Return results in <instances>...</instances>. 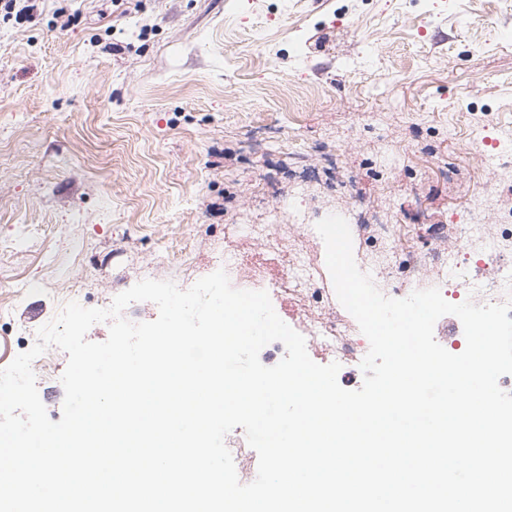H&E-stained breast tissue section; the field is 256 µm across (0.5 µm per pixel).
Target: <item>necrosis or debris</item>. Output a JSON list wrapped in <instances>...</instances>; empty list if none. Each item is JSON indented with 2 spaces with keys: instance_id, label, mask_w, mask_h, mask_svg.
<instances>
[{
  "instance_id": "obj_1",
  "label": "necrosis or debris",
  "mask_w": 512,
  "mask_h": 512,
  "mask_svg": "<svg viewBox=\"0 0 512 512\" xmlns=\"http://www.w3.org/2000/svg\"><path fill=\"white\" fill-rule=\"evenodd\" d=\"M495 186L452 214L456 243L448 248L421 252L403 242L394 224L356 225L376 249H388L399 259L386 278L382 293L389 298H404L429 283L438 287L450 303L473 300L478 304L503 303L512 265L502 264L503 256L512 254V209L501 208ZM303 336L311 349L327 351L341 367L358 369L369 344L358 325L344 317L327 320L315 317L305 327Z\"/></svg>"
}]
</instances>
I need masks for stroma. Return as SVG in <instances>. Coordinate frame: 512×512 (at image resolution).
<instances>
[{"label":"stroma","mask_w":512,"mask_h":512,"mask_svg":"<svg viewBox=\"0 0 512 512\" xmlns=\"http://www.w3.org/2000/svg\"><path fill=\"white\" fill-rule=\"evenodd\" d=\"M512 132V0H39L0 14V369L79 291L189 287L232 252L287 273L346 212L337 178L415 246L512 172L464 152ZM391 179L381 189L380 176ZM282 226L270 230L273 220ZM37 388L60 421L68 355Z\"/></svg>","instance_id":"stroma-1"}]
</instances>
